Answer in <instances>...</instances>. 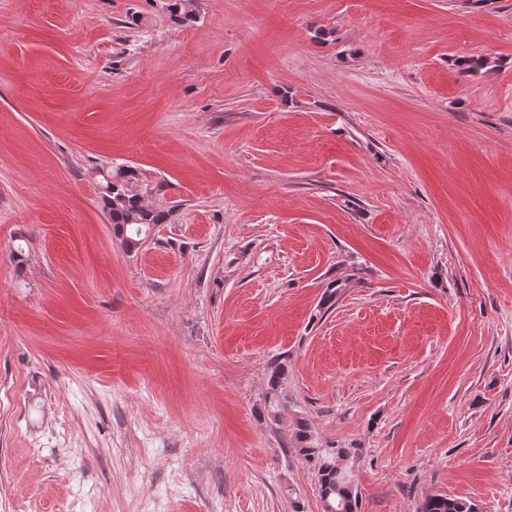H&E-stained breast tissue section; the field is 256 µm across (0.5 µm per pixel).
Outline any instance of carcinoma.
Here are the masks:
<instances>
[{"label":"carcinoma","mask_w":512,"mask_h":512,"mask_svg":"<svg viewBox=\"0 0 512 512\" xmlns=\"http://www.w3.org/2000/svg\"><path fill=\"white\" fill-rule=\"evenodd\" d=\"M100 176L103 210L112 224L113 233L131 253L141 247L153 226L166 223L172 211L145 202L134 189L138 173L132 167H121L115 171L109 169L100 172ZM285 368L284 362H277L272 368L268 385L273 400L277 399ZM295 448L300 456L315 466L323 512H357L358 496L349 472L338 467V462L348 459L349 449L318 446L304 418L296 424ZM419 512H479V508L463 499L433 495L425 498Z\"/></svg>","instance_id":"1"}]
</instances>
